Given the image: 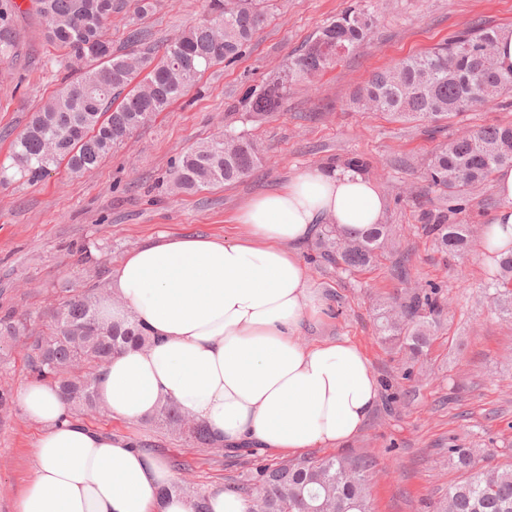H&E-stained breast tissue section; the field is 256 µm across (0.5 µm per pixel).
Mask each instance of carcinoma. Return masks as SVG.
Instances as JSON below:
<instances>
[{
    "instance_id": "cac0c4a2",
    "label": "carcinoma",
    "mask_w": 512,
    "mask_h": 512,
    "mask_svg": "<svg viewBox=\"0 0 512 512\" xmlns=\"http://www.w3.org/2000/svg\"><path fill=\"white\" fill-rule=\"evenodd\" d=\"M266 2L208 0L207 18L169 40L158 57L135 21L126 25L125 41L143 51L112 52V0H31L47 40L83 66L63 78L55 95L12 141L10 164H0V185L14 180L39 182L63 162L73 173L94 171L133 131L183 96L207 69L239 57L266 20ZM17 10L15 0H0V57L12 56L18 48L13 24ZM373 25L372 15L363 9L344 11L321 27L301 54L286 61L281 76L249 90L241 106L256 116L281 111L292 85L338 61L325 48L343 45L350 52L368 39ZM498 37L497 29L478 25L443 45L407 56L374 72L353 104L401 121L431 124L486 106L512 91V69H490L483 63V50L494 52ZM261 161L262 149L256 141L226 129L224 138L198 145L180 157L170 173L172 190L180 194L231 184L249 176ZM506 165L512 166V124L465 127L435 149L427 179L437 191L460 198ZM328 166L364 175L371 169L358 157L334 159ZM425 217V228L441 250L466 252L469 225L451 221L440 210ZM394 236L393 225L383 222L363 231L327 224L318 234V258L341 273L353 274L374 265ZM488 287L500 311L511 316L512 255L491 270ZM442 312L441 286L428 281L378 308V335L419 356L429 346L433 324ZM31 326V317L6 311L0 315V340H25L28 366L36 378L50 380L70 411L86 415L99 412L97 383L109 360L128 346L151 343L145 326L136 320L104 321L98 293L92 289L58 303L46 332L35 336ZM183 419L181 407L164 400L150 421L199 448L217 455L224 451V444L203 423L196 421L185 430ZM491 456L489 448L450 446L448 458L455 467L477 473L449 486L435 512H512V466H492ZM374 468L371 458L347 454L257 464L224 489L242 496L247 512H372L369 485ZM168 491L192 501L194 512H211L205 489L176 481Z\"/></svg>"
}]
</instances>
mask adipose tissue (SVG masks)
I'll list each match as a JSON object with an SVG mask.
<instances>
[{"mask_svg": "<svg viewBox=\"0 0 512 512\" xmlns=\"http://www.w3.org/2000/svg\"><path fill=\"white\" fill-rule=\"evenodd\" d=\"M493 188L500 206L485 228L486 255L512 250V167L496 170ZM386 207L370 178L309 168L241 209L237 239L162 234L130 251L100 310L108 321L138 320L152 342L109 361L102 411L141 420L169 399L229 447L347 445L376 405L378 382L349 341L299 343L317 299L296 247L321 224L367 229ZM20 401L45 431L17 512H192L185 497L162 496L176 480L164 458L72 419L54 386L30 383Z\"/></svg>", "mask_w": 512, "mask_h": 512, "instance_id": "1", "label": "adipose tissue"}]
</instances>
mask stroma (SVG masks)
Listing matches in <instances>:
<instances>
[{"label":"stroma","mask_w":512,"mask_h":512,"mask_svg":"<svg viewBox=\"0 0 512 512\" xmlns=\"http://www.w3.org/2000/svg\"><path fill=\"white\" fill-rule=\"evenodd\" d=\"M17 2V54L0 60V162L62 77L61 51L46 40L30 0ZM354 7L374 17L370 40L312 81L293 85L282 111L263 118L245 113L240 100L248 88L279 71L325 23ZM206 15V0H158L141 24L150 43L159 45ZM478 23L512 30V0H271L265 24L242 56L207 70L196 87L133 132L93 173L76 177L61 166L34 185L0 186V311L44 310L67 290L109 275L132 249L162 233L236 238L241 229L233 218L254 196L283 187L294 173L328 157H367L377 165L373 179L388 201L384 221L394 226L395 242L376 267L349 277L310 262L312 246L304 244L300 257L321 305L298 339L305 345H358L379 380L378 404L349 446L377 462L373 512H429L430 503L465 477L448 461L451 444L493 448L497 462H512V318L486 295L479 243L453 256L424 229L429 210H454L456 221L476 231L489 223L500 205L492 185L471 190L458 204L430 188L426 168L438 145L459 129L512 123V96L439 128L351 103L373 72ZM228 126L247 131L264 147L263 164L234 185L170 196L175 159ZM416 281L441 284L450 302L428 352L413 362L380 341L376 308L380 299L402 296ZM32 380L22 348L1 346L0 388L16 397ZM86 424L151 441L167 460L186 463L177 479L208 489L255 464L283 459L260 450L218 456L144 421L106 413ZM42 432L20 404L0 411V512H15L32 478Z\"/></svg>","instance_id":"stroma-1"}]
</instances>
